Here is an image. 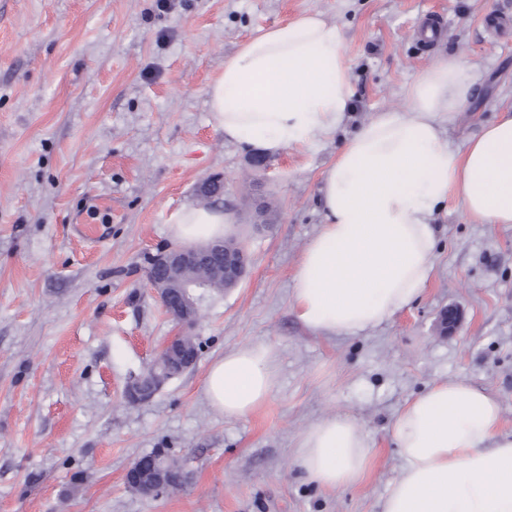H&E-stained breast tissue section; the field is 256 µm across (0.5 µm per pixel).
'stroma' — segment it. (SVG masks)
I'll use <instances>...</instances> for the list:
<instances>
[{"instance_id": "stroma-1", "label": "stroma", "mask_w": 512, "mask_h": 512, "mask_svg": "<svg viewBox=\"0 0 512 512\" xmlns=\"http://www.w3.org/2000/svg\"><path fill=\"white\" fill-rule=\"evenodd\" d=\"M305 12L340 28L354 98L336 134L270 157L259 179L277 214L257 234L240 180L251 150L225 140L207 89L243 42ZM425 19L443 36L422 40ZM451 53L485 80L446 130L459 145L512 106V0H0V512H381L403 465L391 424L437 381L485 389L512 431V224L472 223L449 200L423 294L360 335H314L291 307L327 163ZM217 177L250 273L203 306L196 366L128 407L126 383L176 331L148 257ZM446 308L459 321L440 336ZM258 342L278 354V385L226 418L204 396L208 367ZM330 415L359 424L374 461L323 490L296 441ZM159 450L193 480L140 496L125 474Z\"/></svg>"}]
</instances>
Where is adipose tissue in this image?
<instances>
[{
	"label": "adipose tissue",
	"mask_w": 512,
	"mask_h": 512,
	"mask_svg": "<svg viewBox=\"0 0 512 512\" xmlns=\"http://www.w3.org/2000/svg\"><path fill=\"white\" fill-rule=\"evenodd\" d=\"M478 75L454 54L420 70L407 104L373 114L346 138L319 187L323 221L293 272L292 308L314 334L355 336L392 319L428 285L434 218L456 199L472 222L512 224V107L453 145L445 124L471 107ZM353 96L352 65L336 25L320 14L279 24L245 42L209 86L225 140L275 156L342 124ZM230 219L187 207L175 240L228 236ZM278 381L266 344L238 347L209 366L204 394L225 417L264 404ZM392 434L403 467L383 512H512V433L495 397L465 381L433 384L397 415ZM296 462L325 490L359 482L373 454L355 420L332 415L298 437Z\"/></svg>",
	"instance_id": "obj_1"
}]
</instances>
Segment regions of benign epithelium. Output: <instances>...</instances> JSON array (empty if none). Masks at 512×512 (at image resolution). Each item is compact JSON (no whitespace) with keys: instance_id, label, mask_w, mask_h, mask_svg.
<instances>
[{"instance_id":"obj_1","label":"benign epithelium","mask_w":512,"mask_h":512,"mask_svg":"<svg viewBox=\"0 0 512 512\" xmlns=\"http://www.w3.org/2000/svg\"><path fill=\"white\" fill-rule=\"evenodd\" d=\"M221 268L224 285L235 288L248 275L250 258L246 247L235 238L197 245H166L149 257L150 285L169 317L190 327L198 319L200 305L209 289L207 266ZM199 348L195 337L181 332L161 347L149 372L131 378L124 389V400L131 407L150 402L168 380L193 369ZM128 487L143 497L169 493V463L156 453L138 458L126 473Z\"/></svg>"}]
</instances>
